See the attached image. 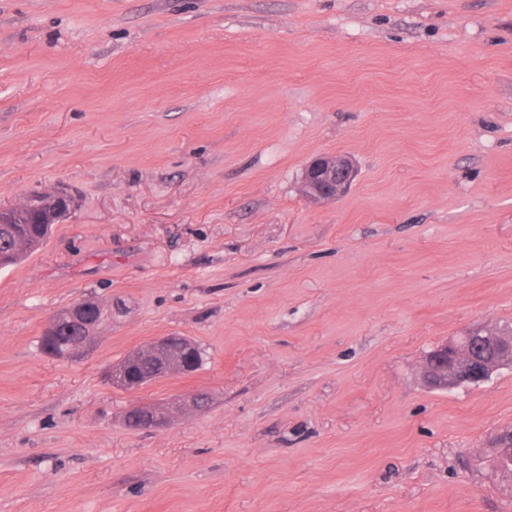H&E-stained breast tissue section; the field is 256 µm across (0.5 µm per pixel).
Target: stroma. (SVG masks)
<instances>
[{
    "label": "stroma",
    "mask_w": 512,
    "mask_h": 512,
    "mask_svg": "<svg viewBox=\"0 0 512 512\" xmlns=\"http://www.w3.org/2000/svg\"><path fill=\"white\" fill-rule=\"evenodd\" d=\"M60 185L0 270V512H512V369L420 379L512 325V0H0V204ZM162 336L201 367L112 386ZM357 175L348 156L322 155L310 161L303 172L302 188L312 203L334 199L344 193ZM77 205L66 188L57 187L31 195L20 205L0 206V216L35 212L41 221V224H13L7 219L0 222V268L18 264L28 253L42 246L52 224L60 223ZM88 333L89 329L80 325H67L64 323L57 330L56 337L43 334L41 337V348L46 354L60 358L59 355L69 354L71 348L81 343ZM94 340L95 336H87L73 354L89 347ZM503 368H512V330L474 329L428 353L421 373L430 388L452 390L477 386Z\"/></svg>",
    "instance_id": "1"
}]
</instances>
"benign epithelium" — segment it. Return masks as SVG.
<instances>
[{"label":"benign epithelium","mask_w":512,"mask_h":512,"mask_svg":"<svg viewBox=\"0 0 512 512\" xmlns=\"http://www.w3.org/2000/svg\"><path fill=\"white\" fill-rule=\"evenodd\" d=\"M357 175L354 163L348 156L322 155L310 161L303 172L302 188L312 203L334 199L344 193ZM77 207V201L66 188L39 192L22 204L0 206L1 214L36 213L43 224H58ZM93 309L78 303L65 312L57 313L49 322L47 334L64 320L91 318ZM181 349L192 354L191 342L182 336H164L152 344L130 354L119 366L112 367V382L123 386L128 367L144 354ZM512 368V330L474 329L455 340L447 341L428 353L421 365L425 383L432 389L452 390L477 386L498 370ZM140 415V428L155 429L166 425L167 414L157 409L135 407Z\"/></svg>","instance_id":"7a95c632"}]
</instances>
